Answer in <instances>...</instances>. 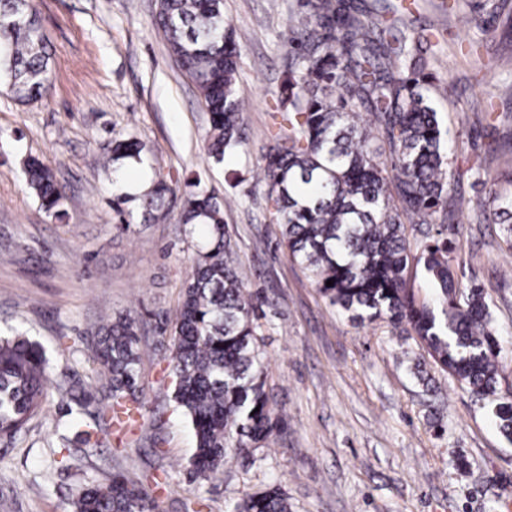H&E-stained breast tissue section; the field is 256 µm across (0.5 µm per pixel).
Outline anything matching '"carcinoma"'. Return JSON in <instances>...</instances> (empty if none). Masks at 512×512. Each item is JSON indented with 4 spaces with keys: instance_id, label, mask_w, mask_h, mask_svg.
<instances>
[{
    "instance_id": "1",
    "label": "carcinoma",
    "mask_w": 512,
    "mask_h": 512,
    "mask_svg": "<svg viewBox=\"0 0 512 512\" xmlns=\"http://www.w3.org/2000/svg\"><path fill=\"white\" fill-rule=\"evenodd\" d=\"M390 7L364 10L357 0H299L289 26L291 63L280 88L285 113L263 155V181L288 258L303 266L328 302L361 321L408 326L435 362L485 401L512 440V401L498 396V332L480 286L459 295L450 265L452 242L430 240L422 252L431 300L406 287L409 246L401 216L417 224L448 221V176L454 144L432 100L425 73L434 33L407 34ZM153 27L193 80L210 113L206 152L219 164L245 142L244 102L236 90L240 54L224 20V0H157ZM51 54L33 0H0V86L20 104L50 94ZM388 145V163L373 144ZM104 168L144 162V146L113 140ZM40 206L62 221L64 188L36 156L23 163ZM181 223L208 229L197 246L174 318L168 366L174 401L196 439L191 482H208L228 462L253 456L279 431L272 418L258 319L267 304L246 288L232 259L224 205L200 181L187 184ZM174 189L154 174L139 196L144 219L161 221ZM493 221L512 240V198L493 196ZM332 286H326L328 280ZM97 385L56 382L82 404L99 392L102 420L78 431L87 448L107 445L112 421L128 403L143 406L137 318L128 313L90 333ZM42 350L23 336L0 337V436L15 437L42 411L52 379ZM72 512H155L147 491L117 475L87 484ZM226 512H289L277 485L247 494Z\"/></svg>"
}]
</instances>
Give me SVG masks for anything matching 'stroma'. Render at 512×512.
I'll use <instances>...</instances> for the list:
<instances>
[{"label": "stroma", "instance_id": "stroma-1", "mask_svg": "<svg viewBox=\"0 0 512 512\" xmlns=\"http://www.w3.org/2000/svg\"><path fill=\"white\" fill-rule=\"evenodd\" d=\"M415 0L407 27L438 33L431 96L455 141L449 167L461 199L448 231L460 292L484 288L501 343L500 395L512 393V249L487 219L490 193L512 196V0ZM156 0H34L52 55L47 99L22 105L0 88V336L24 335L53 369L91 381L86 331L139 317L144 420L108 447L85 450L75 425L102 406L51 391L28 431L0 437V512H70L85 484L141 480L155 512H224L227 502L280 485L290 512H512V442L490 408L435 365L412 331L357 322L293 263L271 222L262 157L281 120L280 85L297 0H224L241 53L246 144L217 165L205 152L209 114L151 20ZM494 69H486L488 59ZM454 79V93L445 82ZM494 85V97L482 90ZM133 136L177 192L201 179L224 201L246 286L269 303L260 320L267 387L283 426L212 484L190 483L194 434L171 400L164 326L182 300L196 245L179 206L157 223L112 220L119 191L95 167L105 145ZM41 158L66 192L69 217L48 216L29 192L25 157ZM408 287L426 296L419 257L437 225L406 222ZM430 379L422 384L414 369ZM465 459L468 473L457 469Z\"/></svg>", "mask_w": 512, "mask_h": 512}]
</instances>
